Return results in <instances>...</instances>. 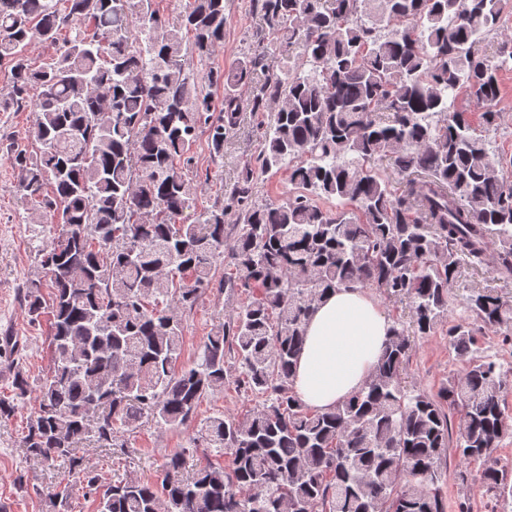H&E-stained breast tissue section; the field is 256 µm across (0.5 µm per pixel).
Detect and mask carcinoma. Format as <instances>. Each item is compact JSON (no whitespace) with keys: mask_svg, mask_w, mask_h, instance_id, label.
<instances>
[{"mask_svg":"<svg viewBox=\"0 0 512 512\" xmlns=\"http://www.w3.org/2000/svg\"><path fill=\"white\" fill-rule=\"evenodd\" d=\"M58 2L0 0L11 83L0 108L32 112L27 136L39 144L36 155L12 158L19 199L59 227L41 249L51 364L37 389L17 365L18 341L0 338V355L16 365L0 419L17 400L35 402L26 454L68 463L98 495V512H447L440 480L450 454L512 498L494 458L509 435V370L472 359L435 395L401 382L412 336L430 335L448 314L461 265H482L494 244L498 274L512 278V178L465 113L448 107L463 92L486 124L498 120L499 72L512 67V50L493 63L479 44L500 29L506 0H381L377 10L373 0H261L281 51L299 49L309 69L258 51L204 76L221 97L187 68L182 32L197 56L212 55L224 40V0H190L175 25L154 0ZM76 18L92 29L72 28ZM64 30L53 62L34 67L29 42L54 48ZM258 69L268 76L254 83ZM241 86L254 111L270 113L260 169L286 167L294 192L255 206L235 191L244 218L230 238L224 204L196 211L182 166L202 128L223 156ZM379 156L410 175L403 194L380 174ZM312 193L336 199V211ZM224 256L235 269L224 287L260 295L206 337L199 361L178 368L177 309L193 308ZM356 286L410 299V328L392 321L362 387L312 411L293 392L305 325L319 295ZM41 288L26 284L32 322ZM462 305L467 319L448 330L457 352H470L479 330L512 339L511 302L471 290ZM228 351L237 383L264 396L260 408L207 418L193 447L163 456L154 481H105L82 468L81 443L115 446L143 418L190 423L224 386ZM199 444L229 454V468L206 459L186 472ZM52 499L54 512H71L69 485Z\"/></svg>","mask_w":512,"mask_h":512,"instance_id":"cac0c4a2","label":"carcinoma"}]
</instances>
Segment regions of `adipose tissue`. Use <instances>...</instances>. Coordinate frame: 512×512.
I'll list each match as a JSON object with an SVG mask.
<instances>
[{"instance_id": "ef3b65f1", "label": "adipose tissue", "mask_w": 512, "mask_h": 512, "mask_svg": "<svg viewBox=\"0 0 512 512\" xmlns=\"http://www.w3.org/2000/svg\"><path fill=\"white\" fill-rule=\"evenodd\" d=\"M390 328V319L366 289L338 288L320 297L296 362L298 399L325 412L350 397L376 364Z\"/></svg>"}]
</instances>
